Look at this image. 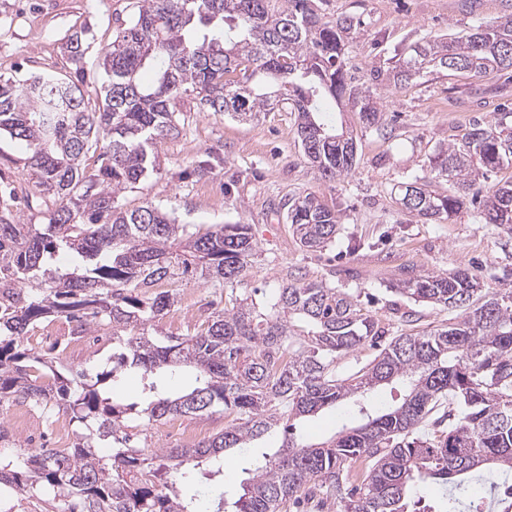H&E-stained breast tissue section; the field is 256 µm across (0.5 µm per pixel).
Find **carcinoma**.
<instances>
[{"mask_svg":"<svg viewBox=\"0 0 512 512\" xmlns=\"http://www.w3.org/2000/svg\"><path fill=\"white\" fill-rule=\"evenodd\" d=\"M141 0L103 52L106 81L91 102L80 70L0 78V131L26 144V164L51 202L43 224L0 218V405L28 403L48 413L71 411L95 421L121 444L102 462L95 447L27 448L0 453V485L38 486L67 501L64 512H194L175 489L187 465L203 478L224 477L213 462L279 425L284 441L270 454L255 449L248 477L232 502L213 512H282L301 494L336 501V512H411L413 491L438 485L447 494L426 512H480L464 495L474 473H512V291H484L467 269L402 280L397 291L434 308L462 311L424 334H401L367 363L336 374L337 358L383 336L351 295L322 282L293 279L262 302L241 298L235 285L256 251L247 224H215L194 232L151 203L134 210L117 195L156 170L158 143L179 133L176 100L192 92L206 112L246 118L285 101L298 112L297 136L321 177L334 179L356 161L352 134L316 119L317 101L348 97L362 123L379 124L371 91L348 82L346 49L354 19H325L312 0ZM90 47L77 31L66 51L78 63ZM444 71L473 77L512 72V15L476 26L464 38L418 41L389 72L394 86ZM512 165V128L478 124L435 158L448 191L417 177L410 213L437 221L483 199L482 218L512 231V181L483 191L472 174ZM288 220L300 245L336 242L335 210L307 194L293 200ZM199 271L224 291V310L166 345L148 328L174 306L163 289ZM79 333L110 327L126 333L128 352L110 370L55 368L22 344L29 327L50 316ZM184 368L195 386L167 394L160 376ZM143 380L141 413L150 421L198 415L222 405L234 415L224 432L198 444L163 448L161 463L130 445L124 419L137 409L115 386L123 375ZM399 384L400 402L371 413L368 393ZM353 400L362 423L317 445L294 437L292 421Z\"/></svg>","mask_w":512,"mask_h":512,"instance_id":"obj_1","label":"carcinoma"}]
</instances>
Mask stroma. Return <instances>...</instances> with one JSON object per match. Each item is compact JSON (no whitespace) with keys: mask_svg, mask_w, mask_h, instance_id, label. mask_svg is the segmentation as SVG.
Listing matches in <instances>:
<instances>
[{"mask_svg":"<svg viewBox=\"0 0 512 512\" xmlns=\"http://www.w3.org/2000/svg\"><path fill=\"white\" fill-rule=\"evenodd\" d=\"M134 7V0H0V76L70 72L66 40L85 29L91 47L80 66L85 91L95 94L103 73L101 55ZM313 7L328 19L355 18L347 67L356 86L374 92L383 114L380 124L368 127L358 113L339 111L329 99L320 101L328 124L353 129L356 166L334 179L321 178L301 151L298 115L288 105L241 119L201 111L196 99L185 95L177 101L184 115L178 134L158 145L159 170L120 192L119 205L132 210L150 202L190 226L250 225L256 252L236 285L240 297L258 289L270 294L294 277L322 282L351 294L389 339L435 329L450 316L392 292L396 280L461 267L478 274L489 290L512 289V232L483 223L469 203L452 217L420 221L402 207L398 193L402 183L430 174L434 157L458 143L473 124L512 123V114L498 110L499 104H512V76L441 73L404 89L386 76L416 41L461 36L475 25L495 24L512 14V0H313ZM25 154V144L0 134V197L12 190L37 195ZM309 193L335 210L341 227L336 242L317 251L301 247L286 218L288 200ZM170 290L174 307L149 329L159 345L197 328L224 307L220 290L195 274ZM412 308L417 315L410 324L403 314ZM83 342L82 348L70 349L46 338L33 350L53 352L58 369L78 367L93 374L110 369L113 355L126 349L121 336L95 333ZM356 415V407L346 404L300 419L297 439L324 441L335 434L340 419ZM230 420L217 406L156 422L133 415L125 430L151 454L173 447L179 435L215 436ZM243 478L237 468L220 480L190 479L198 512H213L219 499H232Z\"/></svg>","mask_w":512,"mask_h":512,"instance_id":"1","label":"stroma"}]
</instances>
